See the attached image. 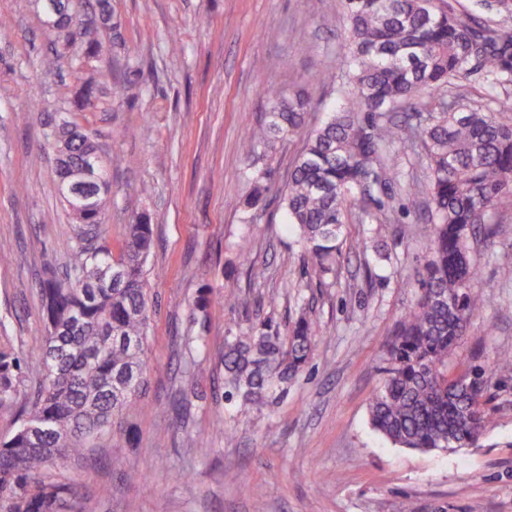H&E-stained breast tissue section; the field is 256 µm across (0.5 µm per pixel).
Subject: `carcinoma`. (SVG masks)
<instances>
[{"label":"carcinoma","mask_w":512,"mask_h":512,"mask_svg":"<svg viewBox=\"0 0 512 512\" xmlns=\"http://www.w3.org/2000/svg\"><path fill=\"white\" fill-rule=\"evenodd\" d=\"M348 52L336 76L341 106L305 130L309 100L264 89L267 120L241 141L251 157L261 144L303 135L282 199L319 274L336 267L344 225L388 223L382 199L401 170L393 150L422 148L429 183L407 189L427 196V256L414 282L412 307L387 347L382 382L369 404L370 424L392 443L425 451L476 443L485 428V371L450 375L448 358L473 319L487 308L471 291L477 270L470 242L495 235L493 217L512 204V96L485 110L443 88L478 64L490 75L512 72V25L463 19L447 0H341ZM57 41L96 57L94 26L60 9L44 11ZM45 145L73 165L98 152L77 121L46 122ZM110 183L89 188L91 199L70 208L65 265H47L37 280L45 342L28 355L0 344V411L15 430L0 442V512H87L76 485L59 474L80 461L114 424L151 412L139 404L155 305L144 282L152 226L127 225L115 256L105 238ZM314 342L312 320L300 310L283 333L258 318L247 334L224 338V399L261 411L305 368ZM35 361L40 377L29 390L23 371Z\"/></svg>","instance_id":"obj_1"}]
</instances>
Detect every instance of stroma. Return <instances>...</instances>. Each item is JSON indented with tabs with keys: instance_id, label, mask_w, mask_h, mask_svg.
Listing matches in <instances>:
<instances>
[{
	"instance_id": "obj_1",
	"label": "stroma",
	"mask_w": 512,
	"mask_h": 512,
	"mask_svg": "<svg viewBox=\"0 0 512 512\" xmlns=\"http://www.w3.org/2000/svg\"><path fill=\"white\" fill-rule=\"evenodd\" d=\"M97 59L82 68L61 57L36 0H0V342L35 350L45 340L36 293L42 269L62 262L71 217L53 187L54 161L42 142L48 113H67L86 82L99 91L75 118L95 135L111 183L106 239L120 250L127 226L146 216L154 247L145 266L156 303L147 350L150 414L133 417L134 437L112 432L95 459L68 463L88 512H512V373L492 367L512 357V207L496 215L491 243L471 245L476 293L489 300L452 359L457 370L485 369L487 422L475 445L420 451L375 432L368 407L381 380L382 352L415 294L405 283L425 256L422 198L392 186L391 222L347 225L336 273L319 278L286 228L279 191L300 138L240 150L245 130L265 121L264 87L308 95V127L337 107L332 87L346 53L340 0H110ZM182 50H169L170 39ZM271 192L258 208L245 199L254 172ZM252 241L261 287L231 277L237 245ZM214 300L191 315L201 289ZM243 302L224 304L227 290ZM273 295L275 306H257ZM315 323L310 364L269 409L225 402L219 365L224 338L247 332L257 316L288 326L300 308ZM194 337L187 345L186 337ZM197 362L199 373L185 369ZM180 414L166 406L179 390ZM235 428L227 443L217 424ZM212 438L208 452L196 440ZM142 473L137 483L121 473ZM236 474L235 481L224 478ZM112 486L109 498L95 495Z\"/></svg>"
}]
</instances>
